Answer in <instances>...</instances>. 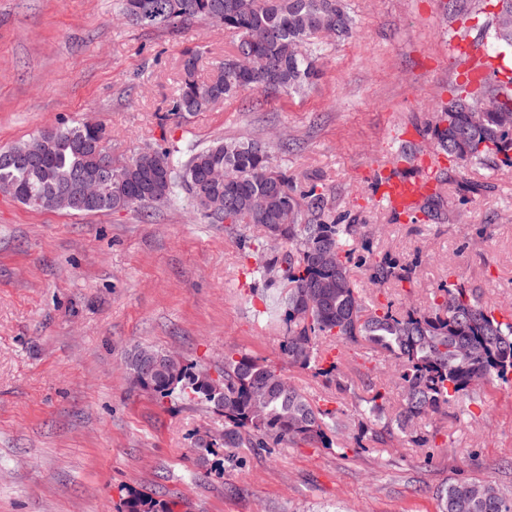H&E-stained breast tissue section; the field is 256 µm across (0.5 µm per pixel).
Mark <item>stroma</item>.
<instances>
[{"label": "stroma", "instance_id": "obj_1", "mask_svg": "<svg viewBox=\"0 0 512 512\" xmlns=\"http://www.w3.org/2000/svg\"><path fill=\"white\" fill-rule=\"evenodd\" d=\"M117 2L0 0V149L82 120L107 126L117 163L159 144L262 139L297 190L321 183L364 250L407 270V281L369 290L375 304L424 307L454 282L512 313V165L450 161L431 134L451 90L492 73L497 0H348L357 28L321 38L320 76L305 93L249 91L169 117L183 50L202 48L206 79L233 36L201 22L136 25ZM452 40L463 52L449 51ZM423 170L437 213L397 215L379 201L381 180ZM265 238L253 224L230 234L201 221L182 199L146 215L0 197V512H125L131 492L175 501L174 512H440L451 482L512 490V398L490 390L473 410L455 404L419 421L427 448L368 440L344 453L198 458L197 439L221 434L223 415L137 387L135 347L212 369L229 345L282 368L312 398L336 395L281 353L279 290L256 273ZM345 359L350 415L366 369L390 383L391 360L353 347Z\"/></svg>", "mask_w": 512, "mask_h": 512}]
</instances>
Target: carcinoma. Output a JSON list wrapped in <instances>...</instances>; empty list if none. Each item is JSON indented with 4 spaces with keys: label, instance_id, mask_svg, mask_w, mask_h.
Returning <instances> with one entry per match:
<instances>
[{
    "label": "carcinoma",
    "instance_id": "cac0c4a2",
    "mask_svg": "<svg viewBox=\"0 0 512 512\" xmlns=\"http://www.w3.org/2000/svg\"><path fill=\"white\" fill-rule=\"evenodd\" d=\"M156 18L145 25L208 21L221 16L224 29L236 36L233 52L224 57L207 80L197 76L200 47L183 53V76L168 111L175 115L206 110L212 103L237 97L245 91L302 94L318 76L319 47L314 41L321 24L343 37L352 33L355 19L346 0H148ZM492 39L496 57L512 53V11L496 17ZM252 55L259 79L237 73V54ZM489 110L484 123L470 124V114ZM437 148L462 163L502 157L512 164V76L464 88L442 105L432 127ZM44 156L29 162L18 155H0V182L15 184L19 202L44 208V192L66 188L96 169L84 143L106 144L101 126L89 131L80 124L47 133ZM257 140H224L209 146H191L185 158L177 150L150 149L163 163L155 175L131 168V161L112 164V179L105 182L103 202L90 212L124 208L147 210L169 201L176 192L187 196L196 213L209 224H222L233 233L242 224H256L265 233L282 237L281 252L262 266L263 276L283 284L279 307L287 325L281 351L288 364L310 370L336 384V399L350 391L342 357L321 353L319 342L329 337L338 345L370 347L394 358L398 367L396 391L374 377L367 378L366 396L359 399L356 415L372 426L374 439L404 438L417 448L428 438L414 422L442 413L451 404L473 400L476 389L490 386L512 391V314L483 300L475 289L458 284L438 288L425 308L396 307L389 303L370 307L367 288H382L406 280L389 253L370 256L373 268L368 286L357 282L351 263L360 235L355 224H339L325 195L313 185L296 193L288 175L276 170L267 150H255ZM213 167L230 170L234 200L213 209L210 199H224V187L211 186L207 174ZM332 250L336 261L323 262L319 254ZM144 355L165 356L138 349L129 357L137 384L167 398L179 392L211 404L224 414V433L201 437L200 455L222 448L235 457L240 448H269L283 444L314 448L344 447L349 429L343 412L309 398L288 382L280 370L264 359L233 348L224 351V364L215 371L199 369L180 360L173 374L146 373ZM442 512H512V492L479 480L451 482L440 490ZM177 502L157 503L131 494L127 512H173Z\"/></svg>",
    "mask_w": 512,
    "mask_h": 512
}]
</instances>
